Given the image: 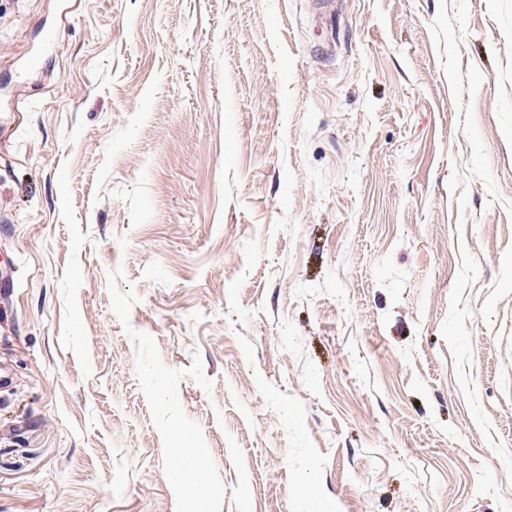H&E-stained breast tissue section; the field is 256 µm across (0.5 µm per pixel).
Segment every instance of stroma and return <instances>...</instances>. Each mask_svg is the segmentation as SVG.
Instances as JSON below:
<instances>
[{
    "mask_svg": "<svg viewBox=\"0 0 512 512\" xmlns=\"http://www.w3.org/2000/svg\"><path fill=\"white\" fill-rule=\"evenodd\" d=\"M318 12L0 0V512H512V0Z\"/></svg>",
    "mask_w": 512,
    "mask_h": 512,
    "instance_id": "1",
    "label": "stroma"
}]
</instances>
